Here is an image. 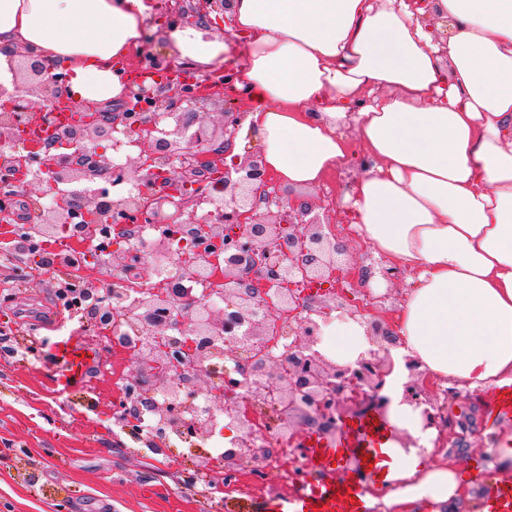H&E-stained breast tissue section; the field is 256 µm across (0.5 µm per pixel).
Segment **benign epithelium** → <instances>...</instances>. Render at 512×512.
I'll return each instance as SVG.
<instances>
[{
    "label": "benign epithelium",
    "mask_w": 512,
    "mask_h": 512,
    "mask_svg": "<svg viewBox=\"0 0 512 512\" xmlns=\"http://www.w3.org/2000/svg\"><path fill=\"white\" fill-rule=\"evenodd\" d=\"M19 69L26 82L12 92L0 88V99L7 98L0 104L1 148L13 144L19 133L46 122L32 111L28 95L35 91L45 94L47 106L63 107L78 118L45 138L26 139L27 155L19 166L3 165L0 171L21 187L46 177L56 187L76 183L87 178L88 171L72 161L69 150L93 154L97 167L105 170L109 161L99 149L101 141L109 140L112 149L128 151L115 184L132 186L118 199L98 190L77 196L60 192L55 202L38 209V223L28 225L26 240L39 247L61 230L77 237L81 227L72 229L70 224L81 212L90 223L115 227L117 248L100 258L107 267L115 254L129 253L118 247L126 241L119 225L127 220L142 216L148 224H178L191 239V250L174 261L170 239L161 233L153 243L150 263L174 262L179 279L209 285L204 296L194 297L177 284L163 282L137 289L134 300L118 311L110 305L87 308L91 323L103 325L120 316L145 336L132 357L137 396L115 412L118 421L127 425L145 410L173 430L187 426L194 437H209L213 409L192 404L200 382L209 375L214 357L242 363L258 377L249 387L248 404H240L238 384L229 380L220 405L228 423L240 432L236 448L224 453V473L232 475L267 453L255 434L260 407L271 410L279 437L288 439L302 455L305 449L298 442L296 420L301 418L320 435L333 437L341 432L346 407L353 406L360 414L389 408L390 398L382 391L394 369L391 349L398 346L392 326L368 315L367 308L343 290L325 287L328 271L338 280L353 276L343 242L312 208L287 206L274 190L257 196L269 184L261 156L247 154L234 158L229 166L223 163L225 136L229 127L239 125L241 114L225 112L212 128L201 127L189 135L191 121L183 104L209 96L186 79L172 81L165 93L152 95L153 109L129 125L124 130L126 140L120 141L112 135V123L63 96L62 75L45 76L41 61L29 52L21 55ZM160 118L168 125L157 138L153 131ZM136 150L139 154L134 158L131 153ZM188 160L206 171L205 183L195 184L191 192L185 190L182 174ZM234 172L239 177H233ZM262 199L277 211L261 210ZM164 202L175 207L168 220L158 214ZM220 245L226 254L222 261L215 251ZM212 293L224 297V308L213 307ZM334 311L363 319L373 346L352 363H336L317 349L319 319ZM285 324L288 343L281 346L273 332ZM403 361L408 375L401 402L419 411L422 430L444 431L450 418L424 383L419 361L409 355Z\"/></svg>",
    "instance_id": "7a95c632"
}]
</instances>
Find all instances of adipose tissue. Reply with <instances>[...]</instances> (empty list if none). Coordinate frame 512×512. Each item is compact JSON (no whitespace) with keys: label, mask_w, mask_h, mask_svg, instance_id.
I'll return each mask as SVG.
<instances>
[{"label":"adipose tissue","mask_w":512,"mask_h":512,"mask_svg":"<svg viewBox=\"0 0 512 512\" xmlns=\"http://www.w3.org/2000/svg\"><path fill=\"white\" fill-rule=\"evenodd\" d=\"M147 0H0V87L18 54L66 71V94L102 103L123 86L112 59L139 45ZM451 19L437 38L427 15ZM223 33L169 32L175 60L212 70L227 35L242 37L235 85L274 179L320 186L348 164L347 127L370 161L342 204L370 252L412 273L397 307L401 341L387 379L393 438L367 504L405 512H473L453 466L430 464L432 432L402 404L415 357L434 380L488 397L490 429L512 420V0H231ZM320 352L346 363L370 344L362 320L334 313ZM416 447L402 449V437Z\"/></svg>","instance_id":"adipose-tissue-1"}]
</instances>
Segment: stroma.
Segmentation results:
<instances>
[{
	"label": "stroma",
	"mask_w": 512,
	"mask_h": 512,
	"mask_svg": "<svg viewBox=\"0 0 512 512\" xmlns=\"http://www.w3.org/2000/svg\"><path fill=\"white\" fill-rule=\"evenodd\" d=\"M159 27H147L141 44L162 65H173L162 37L186 24L215 30V10L202 0H154ZM361 175L351 164L313 190L282 187L284 197L313 206L323 221L342 236L352 265L376 259L344 218L340 206L350 183ZM10 262L0 261V332L10 336L13 352L0 351V512H257L272 498L298 495L279 472H270L258 491L214 494L198 466L211 455V441L183 443L170 433H145L120 426L114 418L116 393L111 371L132 365L101 335L76 333V342L97 351L99 359L83 384L58 392L65 371L56 355L60 339L55 323L70 324L67 313L53 307V293L66 269L46 264L51 250L28 253L14 222H0V248ZM482 392L449 402L454 425L431 455L433 464L455 460L464 472L482 461L483 447L474 445L484 421Z\"/></svg>",
	"instance_id": "1"
}]
</instances>
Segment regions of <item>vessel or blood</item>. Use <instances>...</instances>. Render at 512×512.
Wrapping results in <instances>:
<instances>
[{"label": "vessel or blood", "mask_w": 512, "mask_h": 512, "mask_svg": "<svg viewBox=\"0 0 512 512\" xmlns=\"http://www.w3.org/2000/svg\"><path fill=\"white\" fill-rule=\"evenodd\" d=\"M387 433L381 417L366 416L352 418L338 444L308 439L306 465L320 472V479L309 483L299 496L266 502L265 512H368L365 483L351 475L337 478L336 465L343 455L354 454L364 457L368 466H376Z\"/></svg>", "instance_id": "b4317fda"}]
</instances>
